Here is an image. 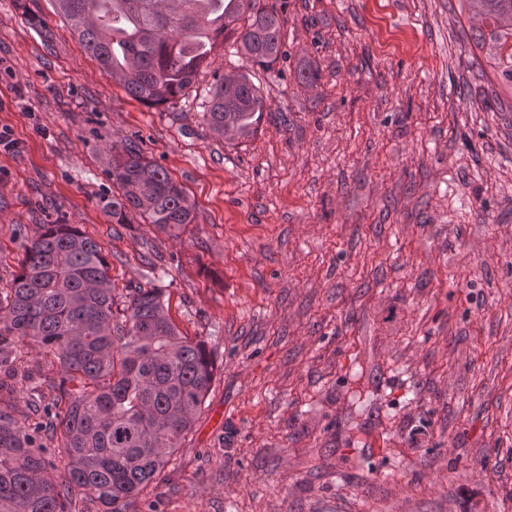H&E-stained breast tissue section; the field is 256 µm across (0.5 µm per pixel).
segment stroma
I'll list each match as a JSON object with an SVG mask.
<instances>
[{
  "label": "stroma",
  "instance_id": "35a3bbf8",
  "mask_svg": "<svg viewBox=\"0 0 512 512\" xmlns=\"http://www.w3.org/2000/svg\"><path fill=\"white\" fill-rule=\"evenodd\" d=\"M268 2L285 59L252 65L227 38L149 107L51 0H0V289L37 225L76 224L116 304L162 288L211 352L136 512H512V88L483 75L458 0ZM245 71L267 110L228 144L201 103ZM132 141L193 201L180 237L105 212ZM14 367L57 399L51 358Z\"/></svg>",
  "mask_w": 512,
  "mask_h": 512
}]
</instances>
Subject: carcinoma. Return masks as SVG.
Returning <instances> with one entry per match:
<instances>
[{"instance_id":"obj_1","label":"carcinoma","mask_w":512,"mask_h":512,"mask_svg":"<svg viewBox=\"0 0 512 512\" xmlns=\"http://www.w3.org/2000/svg\"><path fill=\"white\" fill-rule=\"evenodd\" d=\"M484 22L476 44L495 50L496 79L512 85V0H464ZM103 72L133 99L163 105L194 83L218 38L235 35L247 61L269 68L282 51L283 22L261 0H54ZM266 109L250 75L218 79L203 118L218 139L253 138ZM119 193L104 208L118 224L137 214L171 237L194 220V203L163 167L129 146L112 155ZM103 247L74 224H41L20 270L0 291V354L24 347L59 364V397L42 424L16 418L0 400V512H72L74 493L103 512H127L164 470L211 388L205 344L183 335L162 291L140 286L117 311ZM63 462L57 479L54 459Z\"/></svg>"}]
</instances>
